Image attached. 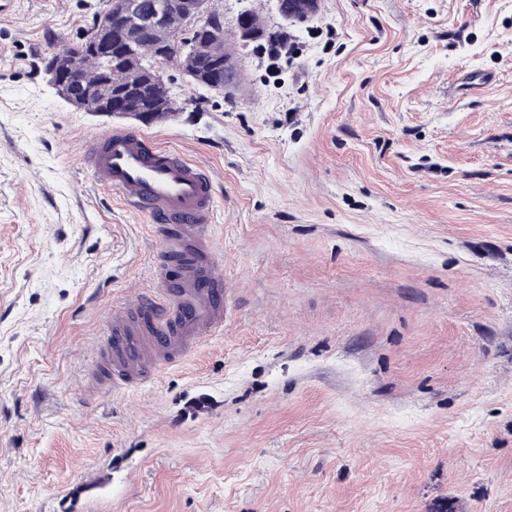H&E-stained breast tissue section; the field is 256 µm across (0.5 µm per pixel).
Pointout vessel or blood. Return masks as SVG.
Segmentation results:
<instances>
[{"label": "vessel or blood", "mask_w": 512, "mask_h": 512, "mask_svg": "<svg viewBox=\"0 0 512 512\" xmlns=\"http://www.w3.org/2000/svg\"><path fill=\"white\" fill-rule=\"evenodd\" d=\"M100 182L128 209L148 215L165 249L157 287L141 289L112 311L93 389L130 391L180 364L204 338L223 332L224 275L212 251L216 194L209 168L146 135L116 129L86 143ZM178 265V280L168 277Z\"/></svg>", "instance_id": "1"}]
</instances>
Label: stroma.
<instances>
[{
    "mask_svg": "<svg viewBox=\"0 0 512 512\" xmlns=\"http://www.w3.org/2000/svg\"><path fill=\"white\" fill-rule=\"evenodd\" d=\"M288 31L233 97L164 67L152 125L43 70L107 0L0 15V512H512V0H216ZM467 70L493 75L465 91ZM205 162L224 332L140 389L92 393L114 306L160 241L99 183L114 128ZM278 16L285 22L296 23L299 16L311 19L316 10L314 0H274Z\"/></svg>",
    "mask_w": 512,
    "mask_h": 512,
    "instance_id": "35a3bbf8",
    "label": "stroma"
}]
</instances>
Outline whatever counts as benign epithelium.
Segmentation results:
<instances>
[{
	"label": "benign epithelium",
	"instance_id": "obj_1",
	"mask_svg": "<svg viewBox=\"0 0 512 512\" xmlns=\"http://www.w3.org/2000/svg\"><path fill=\"white\" fill-rule=\"evenodd\" d=\"M278 16L285 22L295 23L299 17L312 18L315 0H274ZM176 6L174 0H109L108 8L95 23L92 31L76 42L72 52L66 57L51 53L46 72L50 83L57 93L75 107H80L85 95H92L101 103L103 113H135L137 109L124 104L123 99L112 97V84L100 83L91 88L83 83V61L88 51L101 56L112 54V30L125 28L132 19H137L149 27L160 26L169 12ZM209 14L207 0H196L190 10L184 12L189 25L197 26L206 20ZM237 37L241 45L248 46L259 40L260 32L252 29L245 16L238 18ZM168 56L160 55L150 59L146 68L149 83L162 88L166 81L162 64Z\"/></svg>",
	"mask_w": 512,
	"mask_h": 512
}]
</instances>
